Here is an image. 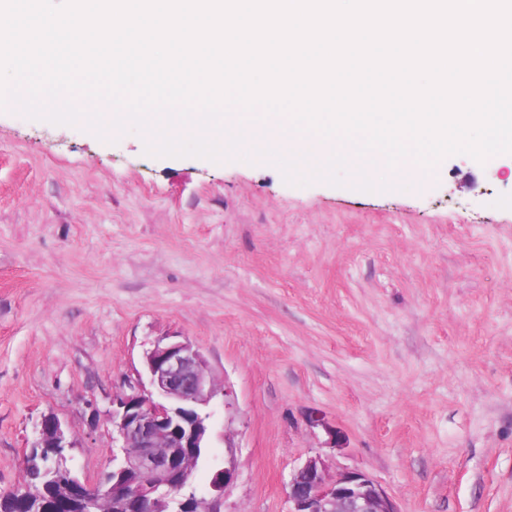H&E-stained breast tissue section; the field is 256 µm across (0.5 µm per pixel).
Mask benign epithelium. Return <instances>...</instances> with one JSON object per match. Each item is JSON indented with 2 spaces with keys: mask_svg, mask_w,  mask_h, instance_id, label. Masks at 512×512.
Returning a JSON list of instances; mask_svg holds the SVG:
<instances>
[{
  "mask_svg": "<svg viewBox=\"0 0 512 512\" xmlns=\"http://www.w3.org/2000/svg\"><path fill=\"white\" fill-rule=\"evenodd\" d=\"M148 384H128V392L112 400V466L118 479L99 473L93 481L82 480L67 466L65 451L76 447L75 435L55 416L42 419L34 447L51 444L56 456L45 468L55 480L61 474L72 479L65 492L85 493L83 512H99L103 501L112 512H222L224 492L233 482L232 460L213 472L210 498L196 495L195 477L186 464L201 458L210 440L207 410L217 388L204 355L188 339L156 341L144 353ZM149 471L151 482L137 477ZM290 512H398L393 500L366 473L338 471L332 475L321 456H312L292 474L288 487Z\"/></svg>",
  "mask_w": 512,
  "mask_h": 512,
  "instance_id": "benign-epithelium-1",
  "label": "benign epithelium"
}]
</instances>
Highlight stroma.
I'll list each match as a JSON object with an SVG mask.
<instances>
[{
  "mask_svg": "<svg viewBox=\"0 0 512 512\" xmlns=\"http://www.w3.org/2000/svg\"><path fill=\"white\" fill-rule=\"evenodd\" d=\"M167 334L229 392L196 473L232 452L223 512H289L317 454L400 512H512V155L363 192L0 111V493L48 415L94 479Z\"/></svg>",
  "mask_w": 512,
  "mask_h": 512,
  "instance_id": "obj_1",
  "label": "stroma"
}]
</instances>
